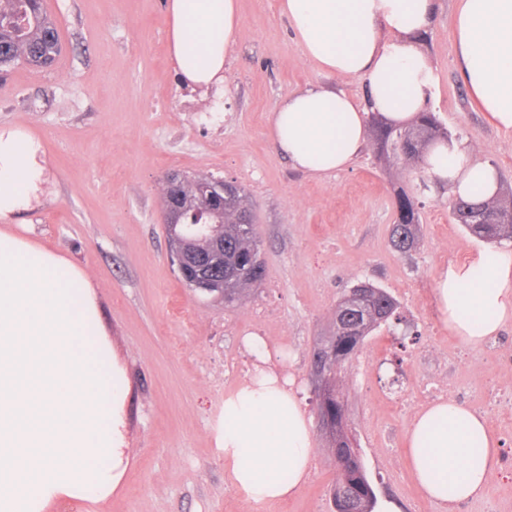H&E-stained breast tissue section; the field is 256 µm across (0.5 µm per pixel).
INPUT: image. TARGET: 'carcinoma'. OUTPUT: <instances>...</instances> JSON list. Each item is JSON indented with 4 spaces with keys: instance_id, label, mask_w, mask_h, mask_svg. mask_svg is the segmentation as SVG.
Here are the masks:
<instances>
[{
    "instance_id": "1",
    "label": "carcinoma",
    "mask_w": 512,
    "mask_h": 512,
    "mask_svg": "<svg viewBox=\"0 0 512 512\" xmlns=\"http://www.w3.org/2000/svg\"><path fill=\"white\" fill-rule=\"evenodd\" d=\"M61 52V39L55 21L42 7L41 0H0V71L25 63L35 67L52 65ZM398 136L408 137L412 151L406 156H395L397 160L415 161L437 141L448 139V133L438 125L433 114L424 112L416 123L397 131L383 125L373 129L378 149L389 153L390 143ZM398 219L393 225L390 242L398 253H407L415 248L420 234V212L415 198L401 191L396 198ZM508 209L495 207L477 199L457 198L452 203V214L471 235L489 243L512 239V223L499 220V215ZM189 230L196 225H210L224 235V270L245 271L242 277L224 278V306L233 307L241 303L248 291L261 284L266 276L265 263L261 257V239L255 217L245 202L242 189L229 194L224 202V214H207L190 222L184 221ZM366 304L368 319L359 324L358 337H347L338 342L335 369L328 373L324 382L325 414L336 418L341 399L336 391V378L345 364L352 361L360 351L364 340L374 330L393 321H401L400 303L386 290L373 284L367 285ZM350 463L337 471L336 486L349 485L362 491V512H374L377 496L362 462L360 450L348 449Z\"/></svg>"
}]
</instances>
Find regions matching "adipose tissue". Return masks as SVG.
I'll return each instance as SVG.
<instances>
[{
	"instance_id": "obj_1",
	"label": "adipose tissue",
	"mask_w": 512,
	"mask_h": 512,
	"mask_svg": "<svg viewBox=\"0 0 512 512\" xmlns=\"http://www.w3.org/2000/svg\"><path fill=\"white\" fill-rule=\"evenodd\" d=\"M455 23L464 82L495 126L512 131V0H462ZM308 60L326 74L358 77L368 105L313 86L289 94L270 123L277 150L295 168L328 175L347 168L367 137L368 113L414 120L435 85L420 47L434 0H279ZM238 0H170L169 49L190 85L220 86L236 44ZM425 167L454 196L495 199L499 179L464 143H438ZM49 178L41 142L0 126V512H47L57 500L107 498L123 466L125 379L107 367L110 347L88 343L100 324L85 270L18 235L14 225L41 206ZM438 319L470 348L512 321V250H477L435 280ZM229 478L262 505L295 497L313 465L310 423L287 374L255 366L224 398L215 430ZM409 461L425 496L455 505L480 496L499 457L484 418L454 400L413 417Z\"/></svg>"
}]
</instances>
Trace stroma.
<instances>
[{
    "mask_svg": "<svg viewBox=\"0 0 512 512\" xmlns=\"http://www.w3.org/2000/svg\"><path fill=\"white\" fill-rule=\"evenodd\" d=\"M168 0H43L62 52L47 68L0 72V126L41 139L51 193L20 217L19 231L83 268L100 329L127 386L120 486L101 501L60 500L49 512H331L336 460L314 432V468L284 503L247 502L214 444L224 397L248 367L242 338L252 310L273 309L265 343L288 374L309 419L317 402L309 355L328 335L337 300L371 283L400 303L401 323L364 341L341 376L348 423L379 500L400 512H512V482L448 509L425 500L411 472L405 436L420 410L418 385L434 350L455 353L456 400L482 398L500 457H512V322L496 338V364L465 350L437 320L429 292L441 268L482 247L451 213L447 186L422 163L403 165L374 141L345 170L316 177L294 169L270 139L273 112L288 94L336 88L364 102L358 78L321 72L295 41L277 0H239L242 25L220 90H191L168 47ZM461 0H435L421 42L436 88L426 109L477 161L499 174L512 203V131L493 126L470 96L457 64L454 22ZM171 172L241 187L260 228L267 276L234 307L193 294L167 256L164 177ZM416 196L415 249L389 243L399 191Z\"/></svg>",
    "mask_w": 512,
    "mask_h": 512,
    "instance_id": "35a3bbf8",
    "label": "stroma"
}]
</instances>
